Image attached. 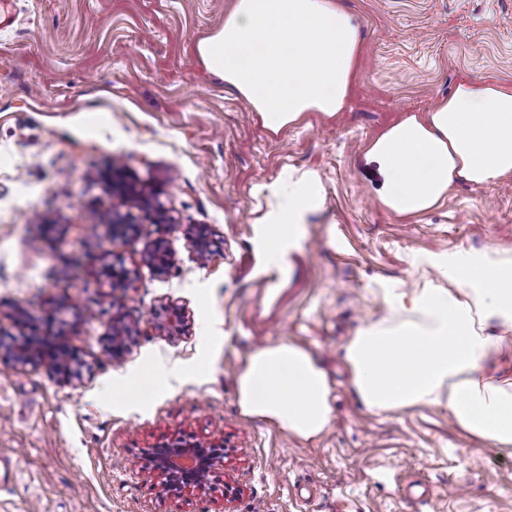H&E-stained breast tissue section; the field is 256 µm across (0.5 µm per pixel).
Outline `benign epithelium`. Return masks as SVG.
<instances>
[{
    "label": "benign epithelium",
    "instance_id": "obj_1",
    "mask_svg": "<svg viewBox=\"0 0 512 512\" xmlns=\"http://www.w3.org/2000/svg\"><path fill=\"white\" fill-rule=\"evenodd\" d=\"M170 255L163 245L157 243L147 256L148 268L160 273L169 266ZM184 323L183 314L175 309L164 319L153 324V329L161 336L172 337L181 331ZM132 329L121 320L115 319L107 329V336L112 339V356L117 357L128 347ZM53 353L65 357V361L56 363L58 374L70 382L76 378L75 371L67 360L66 349L56 347ZM139 472L149 478L160 479L170 487H189L199 494L209 492L204 476L224 466V444L215 441H187L174 437L170 441L153 446L143 452L137 459Z\"/></svg>",
    "mask_w": 512,
    "mask_h": 512
}]
</instances>
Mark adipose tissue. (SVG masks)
<instances>
[{
	"instance_id": "obj_1",
	"label": "adipose tissue",
	"mask_w": 512,
	"mask_h": 512,
	"mask_svg": "<svg viewBox=\"0 0 512 512\" xmlns=\"http://www.w3.org/2000/svg\"><path fill=\"white\" fill-rule=\"evenodd\" d=\"M360 46L358 27L337 0H235L223 28L198 51L277 129L306 112L343 111ZM367 157L385 176L383 203L404 217L438 204L456 180L491 186L512 174V90L461 78L425 116H408L372 142ZM316 205L311 182L282 194L263 228L272 261L285 264L299 247ZM431 264L447 287L383 289V319L345 346L351 387L378 414L445 406L468 436L512 450V350L502 336L512 330V258L458 251ZM331 392L313 354L291 343L255 350L237 378L244 416L304 439L329 426Z\"/></svg>"
}]
</instances>
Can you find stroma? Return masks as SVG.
I'll list each match as a JSON object with an SVG mask.
<instances>
[{"label": "stroma", "mask_w": 512, "mask_h": 512, "mask_svg": "<svg viewBox=\"0 0 512 512\" xmlns=\"http://www.w3.org/2000/svg\"><path fill=\"white\" fill-rule=\"evenodd\" d=\"M340 3L361 36L347 107L274 131L198 52L234 0H16L0 31V342L42 335L83 372L68 383L49 356L0 357V512H336L341 496L350 512H512V452L456 429L442 406L369 412L342 357L384 315L380 289L434 277L429 256L512 257V176L456 181L442 205L403 217L365 156L460 77L512 89V0ZM304 173L320 200L283 270L262 256L269 188ZM112 211L126 233L98 223ZM158 242L172 257L162 274L145 262ZM112 265L126 287L106 278ZM173 306L182 332L156 335ZM115 318L138 328L118 359ZM278 343L311 352L331 380V424L315 438L238 407L247 357ZM174 435L223 442L209 496L139 472L141 451ZM409 480L432 500L405 498Z\"/></svg>", "instance_id": "35a3bbf8"}]
</instances>
